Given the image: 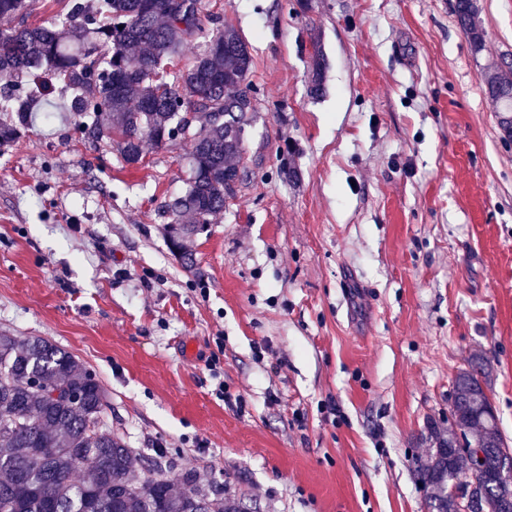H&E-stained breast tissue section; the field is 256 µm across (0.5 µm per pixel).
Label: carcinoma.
I'll use <instances>...</instances> for the list:
<instances>
[{"mask_svg":"<svg viewBox=\"0 0 512 512\" xmlns=\"http://www.w3.org/2000/svg\"><path fill=\"white\" fill-rule=\"evenodd\" d=\"M458 27L478 56L486 30L477 0H454ZM30 0H0V17L18 25L0 32V146L29 132L50 100L64 98L81 139L110 140L128 165L151 149L189 145L186 191L168 200V235L175 253L224 210L227 182L240 180L244 136L253 121V58L229 26L207 29L201 0H65L37 24ZM201 39L204 51L188 68L181 47ZM323 59L312 55L310 92H323ZM500 126L512 138V58L482 68ZM489 368L469 357L453 384V423L427 425V449L413 472L427 491L429 512H512V478L497 471L508 447L486 398ZM108 395L80 360L50 340L0 334V512H244L241 499L192 472L172 483L155 459L141 468L134 451L105 420ZM485 451L477 477L472 460L448 449L460 441ZM85 468L83 478L75 477Z\"/></svg>","mask_w":512,"mask_h":512,"instance_id":"cac0c4a2","label":"carcinoma"}]
</instances>
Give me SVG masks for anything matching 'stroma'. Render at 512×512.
I'll list each match as a JSON object with an SVG mask.
<instances>
[{"mask_svg":"<svg viewBox=\"0 0 512 512\" xmlns=\"http://www.w3.org/2000/svg\"><path fill=\"white\" fill-rule=\"evenodd\" d=\"M453 4L202 0L256 93L194 266L161 209L185 146L131 166L56 115L0 148V333L71 352L137 461L164 450L251 512H428L411 459L473 352L512 445V139L481 78L512 55V0H478L479 57Z\"/></svg>","mask_w":512,"mask_h":512,"instance_id":"stroma-1","label":"stroma"}]
</instances>
